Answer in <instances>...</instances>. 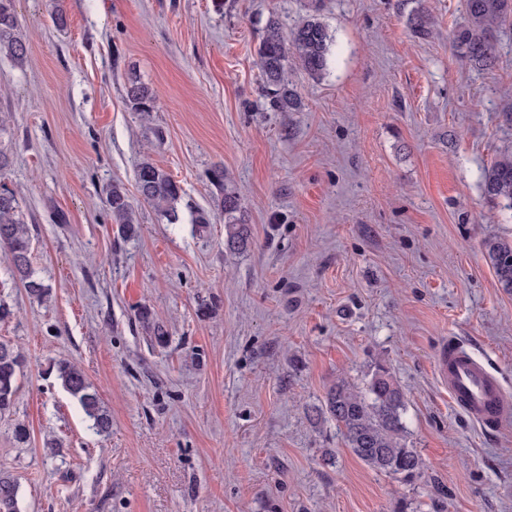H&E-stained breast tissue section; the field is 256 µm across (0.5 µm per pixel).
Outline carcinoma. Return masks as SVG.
<instances>
[{
	"label": "carcinoma",
	"instance_id": "carcinoma-1",
	"mask_svg": "<svg viewBox=\"0 0 512 512\" xmlns=\"http://www.w3.org/2000/svg\"><path fill=\"white\" fill-rule=\"evenodd\" d=\"M464 11V22L452 33V49L462 63L472 68L487 67L494 60L499 29L512 24V0H464ZM409 25L415 35L424 37L431 33L433 20L424 8L418 7L410 15ZM262 29L257 62L265 96L278 112H300L303 101L289 79V70L296 67L313 80L323 79L329 71L334 36L316 10L302 17L288 35L273 14L267 17ZM28 51L20 32L16 0H0V56L21 64ZM127 100L136 112L154 111L153 92L137 80L130 82ZM207 179L220 194L225 248L234 252L246 250L251 232L237 188L220 164L207 172ZM136 190L168 223L179 222L183 189L164 169L148 159L142 160L136 168ZM483 191L489 201L512 211V149L498 154L485 175ZM108 210L112 223L118 225L122 233L136 231L135 211L125 189L119 185L112 186ZM484 248L499 283L512 290V242L490 238L484 242ZM31 249L29 225L22 217L16 192L0 188V250L5 252L15 278L32 298L40 301L48 295L49 288L35 276L30 264ZM21 368V354L1 342L0 418L12 414ZM57 372L62 387L77 400L96 432H108L112 425L110 416L100 405L96 393L91 391L83 372L67 362L59 363ZM404 411V393L380 364L365 387L339 381L331 388L325 402V414L336 422L357 458L377 472L397 475L402 481L412 483L419 477L422 459L417 449L406 443ZM18 493L19 486L13 475L0 465V512H20Z\"/></svg>",
	"mask_w": 512,
	"mask_h": 512
}]
</instances>
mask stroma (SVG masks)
Here are the masks:
<instances>
[{"label":"stroma","instance_id":"1","mask_svg":"<svg viewBox=\"0 0 512 512\" xmlns=\"http://www.w3.org/2000/svg\"><path fill=\"white\" fill-rule=\"evenodd\" d=\"M421 4L435 18L424 39L407 24ZM310 6L17 0L29 54L0 57V183L19 192L49 288L31 298L0 256V342L23 359L0 463L21 512H512V419L472 424L435 367L452 342L512 392V293L484 250L512 240V213L482 190L512 149V25L474 70L450 43L463 0H323L330 74L292 70L305 108L272 111L260 22L288 31ZM134 78L154 112L131 110ZM145 158L181 185L179 223L137 194ZM217 164L253 237L242 253L224 248ZM116 184L139 220L127 237L107 210ZM62 361L109 434L89 430ZM379 362L422 458L411 484L310 418L336 381L365 386ZM57 372L62 387L77 400L96 432L108 433L112 425L110 416L100 405L96 393L91 392V385L83 372L67 362H60Z\"/></svg>","mask_w":512,"mask_h":512}]
</instances>
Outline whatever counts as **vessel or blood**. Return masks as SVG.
<instances>
[{
	"mask_svg": "<svg viewBox=\"0 0 512 512\" xmlns=\"http://www.w3.org/2000/svg\"><path fill=\"white\" fill-rule=\"evenodd\" d=\"M437 369L451 401L474 422L489 428L512 417V397L466 351L453 345L442 349Z\"/></svg>",
	"mask_w": 512,
	"mask_h": 512,
	"instance_id": "obj_1",
	"label": "vessel or blood"
}]
</instances>
